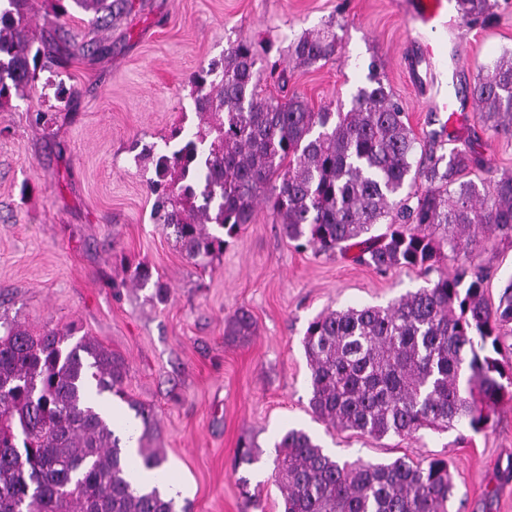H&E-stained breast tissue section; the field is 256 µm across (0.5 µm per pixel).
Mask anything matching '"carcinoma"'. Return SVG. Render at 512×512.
Listing matches in <instances>:
<instances>
[{
    "mask_svg": "<svg viewBox=\"0 0 512 512\" xmlns=\"http://www.w3.org/2000/svg\"><path fill=\"white\" fill-rule=\"evenodd\" d=\"M72 2L114 20L131 8L130 0ZM456 6L474 23L491 8L489 0ZM29 13L30 0H0V105L34 85L39 59L50 69L67 53L47 42L34 46ZM338 48L329 25L295 39L288 56L296 67H311ZM270 51L265 42L235 40L221 61L195 74L201 127L192 135L174 128L147 181L157 223L204 268L252 223L261 203L289 240L325 253L354 240V261L377 271L429 268L448 245L453 276L384 307L330 310L309 323V407L334 427L376 439L460 422L475 433L488 430L504 397L512 400V365L497 358L512 324V283L491 305L486 274L471 267L455 236L471 245L485 230L512 240V174L490 190L459 182L479 159L458 149L414 166L407 113L374 62L369 84L357 88L345 112L315 111L296 94L285 102L262 94L266 74L287 82L286 71L268 62ZM469 94L486 130L512 138V54L478 75ZM419 178L425 191L405 190ZM379 225L385 232L372 234ZM437 227L452 236L435 239ZM125 271L136 286L150 284L159 300L167 298L148 265L129 263ZM0 327V512H175L174 499L158 487L140 490L131 481L138 467L165 477L166 456L148 447L157 432L151 410L126 397L125 360L85 336L66 348L67 330L34 334L7 320ZM252 333L244 311L227 322V336ZM105 393L134 412L135 448L120 446L95 407ZM273 465L283 512H448L455 496L445 457L341 462L302 429L281 435Z\"/></svg>",
    "mask_w": 512,
    "mask_h": 512,
    "instance_id": "1",
    "label": "carcinoma"
}]
</instances>
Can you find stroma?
<instances>
[{
	"label": "stroma",
	"instance_id": "stroma-1",
	"mask_svg": "<svg viewBox=\"0 0 512 512\" xmlns=\"http://www.w3.org/2000/svg\"><path fill=\"white\" fill-rule=\"evenodd\" d=\"M397 2L134 0L130 14L94 27L80 12L58 25L59 0H33L35 41L51 35L75 47L63 68L39 72L34 88L0 105V317L35 332L72 327L75 337H93L126 360L124 389L153 412V445L167 457L170 481L183 488L178 512H281L273 443L289 428L306 430L343 461L448 458L459 512H512V400L485 432L460 425L410 439L336 429L309 407L302 346L309 322L432 286L453 274L452 262L380 273L348 256L297 247L261 207L203 268L152 216L154 171L142 156L163 148L175 127L197 130L192 78L240 38L270 43L272 57L287 64L289 92L315 109L350 103L377 61L409 116L415 160L467 149L483 162L472 180L512 173V138L487 132L479 110L445 133L433 108L449 82L472 83L512 50V0H490L485 23L457 14L451 28L418 35ZM327 25L341 51L311 67L288 64L290 43ZM427 42L460 52L454 76L414 67ZM58 85L74 96L57 102ZM40 112L46 123L37 122ZM470 261L486 271V297L498 303L512 282V241L479 234ZM138 262L167 284L165 301L151 288L123 285L125 265ZM240 310L252 315L253 335L226 336L227 319ZM247 441L256 459L236 464Z\"/></svg>",
	"mask_w": 512,
	"mask_h": 512
}]
</instances>
